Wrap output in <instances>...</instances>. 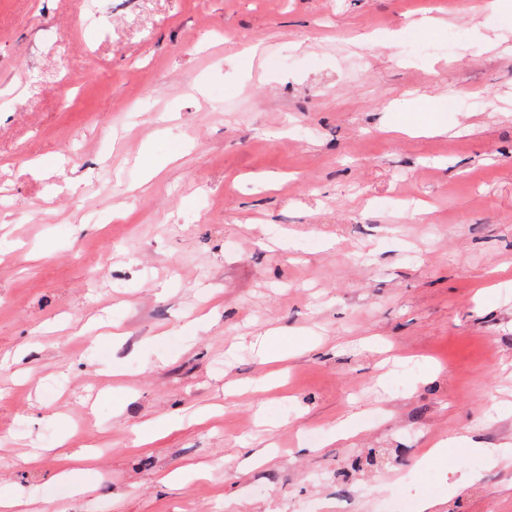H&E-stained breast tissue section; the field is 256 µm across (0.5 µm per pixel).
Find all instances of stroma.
I'll list each match as a JSON object with an SVG mask.
<instances>
[{"instance_id":"obj_1","label":"stroma","mask_w":512,"mask_h":512,"mask_svg":"<svg viewBox=\"0 0 512 512\" xmlns=\"http://www.w3.org/2000/svg\"><path fill=\"white\" fill-rule=\"evenodd\" d=\"M0 198V486L30 512H512L476 449L512 447V20L0 0ZM273 330L303 340L275 382Z\"/></svg>"}]
</instances>
